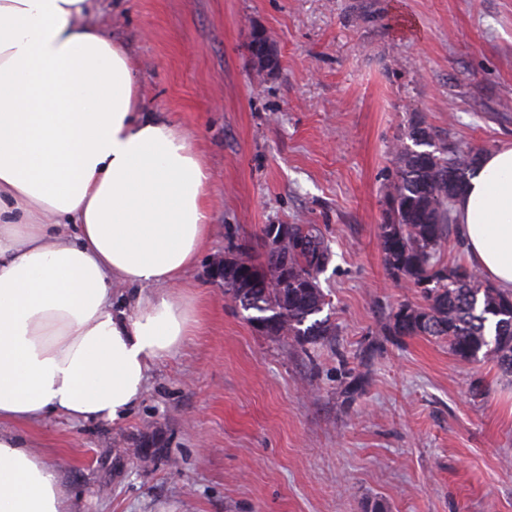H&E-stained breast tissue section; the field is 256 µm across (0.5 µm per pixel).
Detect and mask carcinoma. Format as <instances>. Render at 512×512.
Segmentation results:
<instances>
[{
    "label": "carcinoma",
    "instance_id": "obj_1",
    "mask_svg": "<svg viewBox=\"0 0 512 512\" xmlns=\"http://www.w3.org/2000/svg\"><path fill=\"white\" fill-rule=\"evenodd\" d=\"M388 208L379 225L386 266L398 280L421 289L422 302L400 306L389 319L393 336H427L448 343L455 357L491 361L512 372V291L494 287L466 263L450 265L441 253L457 232L455 198L478 164L479 152L435 141L422 120L408 127L393 151ZM330 250L317 224H292L288 233V276L266 254L261 263L238 246L224 250V294L241 304L247 320L274 323L297 343L314 349L334 336L321 318L326 297L319 275Z\"/></svg>",
    "mask_w": 512,
    "mask_h": 512
}]
</instances>
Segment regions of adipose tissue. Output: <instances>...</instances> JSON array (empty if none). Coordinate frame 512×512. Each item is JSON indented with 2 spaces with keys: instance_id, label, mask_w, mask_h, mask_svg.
I'll list each match as a JSON object with an SVG mask.
<instances>
[{
  "instance_id": "1",
  "label": "adipose tissue",
  "mask_w": 512,
  "mask_h": 512,
  "mask_svg": "<svg viewBox=\"0 0 512 512\" xmlns=\"http://www.w3.org/2000/svg\"><path fill=\"white\" fill-rule=\"evenodd\" d=\"M92 0H0V512H71L17 426L118 420L197 323L177 290L210 232L209 173L144 111ZM471 267L512 290V146L455 206ZM116 283L153 286L133 313Z\"/></svg>"
}]
</instances>
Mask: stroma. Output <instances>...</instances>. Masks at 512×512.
Wrapping results in <instances>:
<instances>
[{
    "instance_id": "35a3bbf8",
    "label": "stroma",
    "mask_w": 512,
    "mask_h": 512,
    "mask_svg": "<svg viewBox=\"0 0 512 512\" xmlns=\"http://www.w3.org/2000/svg\"><path fill=\"white\" fill-rule=\"evenodd\" d=\"M144 110L209 169L211 227L184 295L194 336L116 422L24 429L72 512H512V376L445 342L389 335L420 302L379 239L393 143L512 144V0H95ZM279 51L250 62L252 25ZM316 224L335 336L315 349L244 320L212 279L229 244ZM363 391L345 398L350 374Z\"/></svg>"
}]
</instances>
